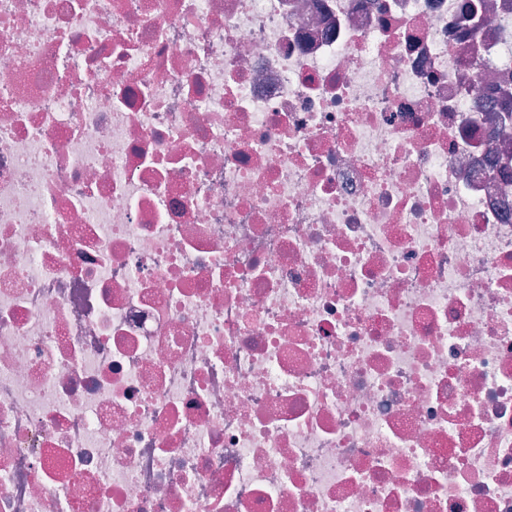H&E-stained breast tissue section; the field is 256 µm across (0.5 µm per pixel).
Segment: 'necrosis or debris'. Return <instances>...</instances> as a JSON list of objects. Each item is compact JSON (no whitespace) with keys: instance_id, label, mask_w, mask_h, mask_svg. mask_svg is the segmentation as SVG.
I'll return each mask as SVG.
<instances>
[{"instance_id":"necrosis-or-debris-1","label":"necrosis or debris","mask_w":512,"mask_h":512,"mask_svg":"<svg viewBox=\"0 0 512 512\" xmlns=\"http://www.w3.org/2000/svg\"><path fill=\"white\" fill-rule=\"evenodd\" d=\"M0 0V512H512V0Z\"/></svg>"}]
</instances>
